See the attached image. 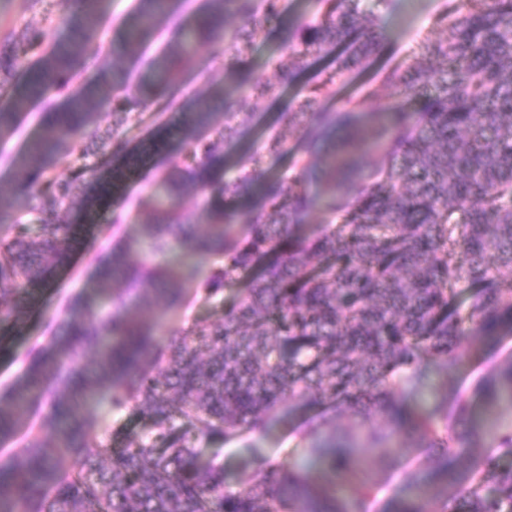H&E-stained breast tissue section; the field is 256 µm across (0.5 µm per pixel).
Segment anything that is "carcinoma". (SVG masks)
Here are the masks:
<instances>
[{
  "instance_id": "1",
  "label": "carcinoma",
  "mask_w": 512,
  "mask_h": 512,
  "mask_svg": "<svg viewBox=\"0 0 512 512\" xmlns=\"http://www.w3.org/2000/svg\"><path fill=\"white\" fill-rule=\"evenodd\" d=\"M109 3L79 0L68 10L62 0H27L43 25L0 34V87L10 89L0 142L41 105V132L9 157L21 180L0 186V218L11 220L0 225V326L17 316L23 286L44 282L70 249L67 218L86 206L88 160L125 152L119 135L134 110L185 113L181 157L161 176L167 207L97 263L95 296L73 299L60 333L0 394L1 443L47 408V433L28 431L0 461V512H370L383 485L364 462L392 469L408 448L431 451L442 479L409 477L384 512H512V465L501 464L512 457V359L474 387L482 404L509 413L494 432L474 423L466 397L448 393L461 345L512 326V0H448L446 33L385 73L393 101L367 131L379 165L348 199L334 192L339 154L360 144L357 113L378 90L364 86L334 108L324 100L381 47L365 0H313L311 20L286 23L278 85L238 72L189 100L176 92L193 65L188 45L224 43L232 68L265 41L282 0H204L191 22L177 0H136L108 51L173 30L136 97L123 67L82 79L96 64ZM58 11L68 33L53 38ZM229 15L239 24L228 25ZM329 54L335 67L282 111L288 130L307 135L295 171L263 168L284 147L281 133L229 165L226 146L254 119L243 89L258 99L284 93ZM96 110L112 113V131L83 147ZM169 146L159 124L141 153ZM79 147L84 163L57 176L56 157ZM307 178L325 182L333 220L300 234L314 205ZM190 192L209 194L204 235L180 207ZM212 253L224 264L196 292L213 301L229 290L232 301L219 320L174 326L161 344L137 310L176 316L191 258ZM428 363L442 380L433 406L416 411L405 396L419 390ZM101 398L116 415L150 419L155 432L112 447L89 411ZM309 401L347 407L353 419L327 426L288 463L243 471L232 487L223 463H199L197 439L264 432ZM322 469L340 474L342 487L320 482Z\"/></svg>"
}]
</instances>
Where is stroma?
Returning a JSON list of instances; mask_svg holds the SVG:
<instances>
[{"mask_svg":"<svg viewBox=\"0 0 512 512\" xmlns=\"http://www.w3.org/2000/svg\"><path fill=\"white\" fill-rule=\"evenodd\" d=\"M444 0H389L388 4L375 7L376 24L387 32L388 40L380 53L358 73L357 79L378 85L377 98L368 100L360 114V126H367L373 113L386 110L392 103L387 90L380 82L385 69L409 62L420 43L428 37H438L443 27L438 22ZM280 26L269 28L267 40L248 57L240 60L238 67L251 71L254 78L275 82L276 60L284 55ZM224 77V51L222 44L209 43L199 48L195 65L180 77L179 88L183 98H193L206 92L210 85ZM303 97L300 87H293L287 97L265 98L252 103L256 124L240 143L228 148L232 156H241L244 146L252 144L260 134L279 132L283 129L280 112L286 101H299ZM40 131V114L31 112L21 121L17 132L0 146V184L11 186L20 175L9 163L10 155L23 150L26 142ZM179 151H172L165 159L152 160L126 180L117 199H105L86 211L78 220L75 245L58 264L53 277L46 283L31 287L32 299L17 320L0 327V388L8 386L21 373L25 356L47 343L54 336L64 319L65 312L76 294H90L94 288L93 272L97 261L104 257L115 241L134 235L139 224L145 223L149 212L131 208V201L145 192H158V177L178 163ZM122 200L124 221L112 223L115 200ZM512 354V335L500 344L463 345L461 362L448 371L449 386L471 393L475 378L493 369L506 355ZM321 415L310 408L292 409L287 416L275 422L267 432L249 433L240 438L219 443L201 439L198 446L203 457L219 453L224 462L227 483H235L244 467L253 465L256 458L265 457L283 461L305 444L307 432L319 424ZM430 482L440 471L429 454L420 448L408 449L402 467L386 472V493H398L406 482L407 474Z\"/></svg>","mask_w":512,"mask_h":512,"instance_id":"35a3bbf8","label":"stroma"}]
</instances>
